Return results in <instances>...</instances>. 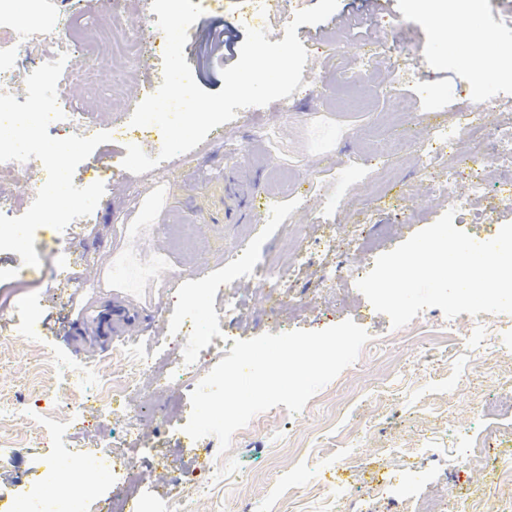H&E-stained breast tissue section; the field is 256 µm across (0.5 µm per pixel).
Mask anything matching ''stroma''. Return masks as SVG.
<instances>
[{
  "instance_id": "1",
  "label": "stroma",
  "mask_w": 512,
  "mask_h": 512,
  "mask_svg": "<svg viewBox=\"0 0 512 512\" xmlns=\"http://www.w3.org/2000/svg\"><path fill=\"white\" fill-rule=\"evenodd\" d=\"M149 0H45L44 20L70 13L74 25L118 22L120 38L153 28ZM201 16L188 30L184 47L192 72L208 92L223 87L222 64L209 61L207 30L232 25L237 40L247 28L264 29L281 41L298 6L270 0L265 17L246 23L245 0H198ZM354 0H338L336 16L348 24L325 21L302 25L297 36L309 58L303 85L289 99L262 109L268 124L257 129L253 108L238 110L214 128L195 149L136 175L122 166L129 141L149 155L161 148L160 131L133 127L122 108L131 96L159 87L162 61L150 52L128 63L122 73L99 68L94 91L76 97L91 114L94 131L107 130L88 164L101 166L105 194L87 223L36 230L40 266L24 265L18 254L0 252V401L18 410L9 428L14 447H0V492L23 493L35 474L80 452L94 457L109 448L145 462L141 494L169 479L179 466L201 492L193 512H420L426 499L445 496V512H492L498 499L512 498V481L493 471L461 466L456 449L478 448L489 459L512 455V418L489 409L512 391V356L487 349L483 362L469 364L464 354L465 316L447 318L439 308L419 313L400 344L374 355L351 377L330 382L297 414L277 406L256 415L224 455V476L212 478L203 459L218 448L214 436L192 439L183 427L195 385L183 382L155 391L149 377L130 388L124 400L78 410L79 396L96 394L111 382L124 346H151L161 355L185 323L216 319L226 288L237 289L245 315L218 351L207 343L190 355L199 374L227 357L235 341L270 332L323 330L352 319L370 338L392 335L386 315L357 290L352 270L369 272L376 258L436 221L448 209L440 188L448 172L424 169L417 152L377 156L383 142L420 143L431 124L451 121L460 106H495L498 123L473 136L462 135L458 165L477 154L488 163L489 178L469 210L454 225L476 239H492L512 221V207L498 206L494 175L498 156L491 144L500 127L512 126V78L476 82L474 71L457 52L434 55L429 46L437 31L410 0H386L367 19L352 17ZM458 41L486 34L494 47H512V0H482L476 14L452 22ZM377 42L381 54L372 78L361 81L365 106L344 102L341 75H354L358 43ZM414 62L416 81L389 84L391 69ZM410 109L394 110L396 97ZM42 173L0 170V194L10 198V216L25 213V202ZM267 201L252 219L244 201L252 191ZM386 209L372 211L367 224L371 249L348 247L358 214L378 198ZM498 208L496 223L479 220ZM194 227L190 245L177 232ZM325 224L336 248L322 263L309 266L294 291L313 292L324 272L336 276L334 289L317 304L269 315L268 281L243 277L239 260L287 269L301 250L317 251L313 227ZM122 324V336L110 334ZM181 411L168 415L170 405ZM140 409L137 438L127 434L129 408ZM497 438L486 441L488 428ZM428 472L426 483L391 499L376 484L401 469ZM345 487V500L317 496L291 503V496L314 484Z\"/></svg>"
}]
</instances>
